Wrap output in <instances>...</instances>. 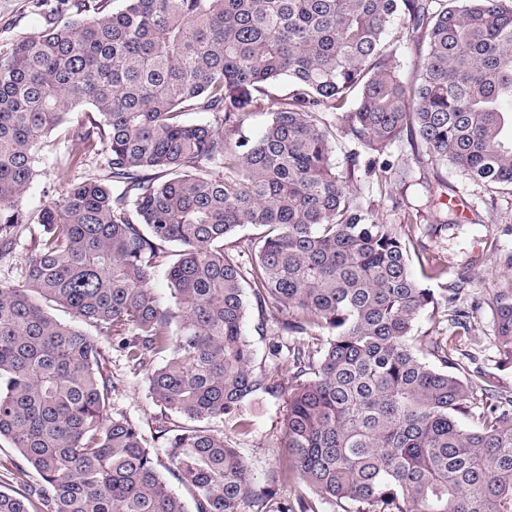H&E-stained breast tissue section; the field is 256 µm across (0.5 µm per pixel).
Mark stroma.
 Listing matches in <instances>:
<instances>
[{
    "label": "stroma",
    "mask_w": 512,
    "mask_h": 512,
    "mask_svg": "<svg viewBox=\"0 0 512 512\" xmlns=\"http://www.w3.org/2000/svg\"><path fill=\"white\" fill-rule=\"evenodd\" d=\"M55 0H0V43L16 36L40 32L43 14ZM410 136H403L390 151L392 162L411 167L408 184H394L391 194L377 202L376 212L384 222L395 225L409 238L407 244L414 274L438 269L440 278L428 281L431 289L454 282L458 275L470 279L466 300L475 305L473 330L465 347L477 349L476 359L460 358L461 373L477 376L497 392L512 394V363L506 362L494 342L492 311L500 286L512 280V185L487 187L463 176L452 166L417 163ZM66 141L51 135L38 164L39 176L23 199L29 211L41 209L61 198L74 170L64 168L61 159ZM466 202L457 224L447 223L448 200ZM109 367L118 385L112 393L114 409L137 421L144 434H151L161 409L150 398L141 377L126 369L115 349H108ZM254 432L235 443L259 481L276 470L284 453L280 446L287 410L286 395L257 393L245 407Z\"/></svg>",
    "instance_id": "1"
}]
</instances>
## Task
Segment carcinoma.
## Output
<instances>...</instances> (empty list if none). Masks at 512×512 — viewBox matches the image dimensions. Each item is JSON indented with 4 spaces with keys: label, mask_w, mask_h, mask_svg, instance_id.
Segmentation results:
<instances>
[{
    "label": "carcinoma",
    "mask_w": 512,
    "mask_h": 512,
    "mask_svg": "<svg viewBox=\"0 0 512 512\" xmlns=\"http://www.w3.org/2000/svg\"><path fill=\"white\" fill-rule=\"evenodd\" d=\"M120 2L101 17L102 0H57L44 30L0 48V262L30 234L23 281L0 279V439L23 485L0 490V512H188L167 473L195 512H512V395L481 385L489 403L474 413L476 382L454 358L472 330L469 279L443 289L453 335H413L438 300L352 184L357 172L380 193L410 179L384 159L408 132L417 157L512 185V0ZM397 22L425 45L411 80L388 39ZM281 81L289 91L249 138ZM53 131L67 168L101 156L106 174L29 212ZM339 134L362 148L344 174ZM248 225L264 231L243 263L224 241ZM248 288L280 334L331 333L285 355L271 344L287 388L254 364ZM493 328L512 359V283ZM101 336L166 416L197 425H162L149 442L112 410ZM284 391L286 461L261 484L199 423L247 437L246 402ZM296 480L311 496L278 495ZM288 88L289 87L287 83L281 82L270 89L271 97L267 105L269 109L265 112L256 114L253 117L248 129L245 132L248 136L252 138H258L263 133L269 118L267 112H271L276 109V100L279 98V96L284 95Z\"/></svg>",
    "instance_id": "1"
}]
</instances>
